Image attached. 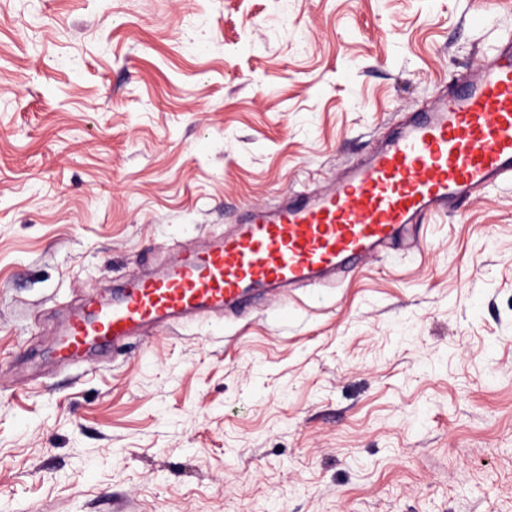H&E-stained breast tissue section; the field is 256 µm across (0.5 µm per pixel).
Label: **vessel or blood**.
I'll return each instance as SVG.
<instances>
[{
    "mask_svg": "<svg viewBox=\"0 0 512 512\" xmlns=\"http://www.w3.org/2000/svg\"><path fill=\"white\" fill-rule=\"evenodd\" d=\"M512 182V32L451 80L331 189L256 209L215 244L130 277L111 303L87 300L55 345L78 364L155 326L201 312L239 314L260 297L333 280L407 241L413 225Z\"/></svg>",
    "mask_w": 512,
    "mask_h": 512,
    "instance_id": "1",
    "label": "vessel or blood"
}]
</instances>
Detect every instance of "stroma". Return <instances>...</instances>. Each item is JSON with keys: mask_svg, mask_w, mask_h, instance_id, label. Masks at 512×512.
<instances>
[{"mask_svg": "<svg viewBox=\"0 0 512 512\" xmlns=\"http://www.w3.org/2000/svg\"><path fill=\"white\" fill-rule=\"evenodd\" d=\"M505 30L512 0H0V512H512V185L338 287L49 356Z\"/></svg>", "mask_w": 512, "mask_h": 512, "instance_id": "stroma-1", "label": "stroma"}]
</instances>
